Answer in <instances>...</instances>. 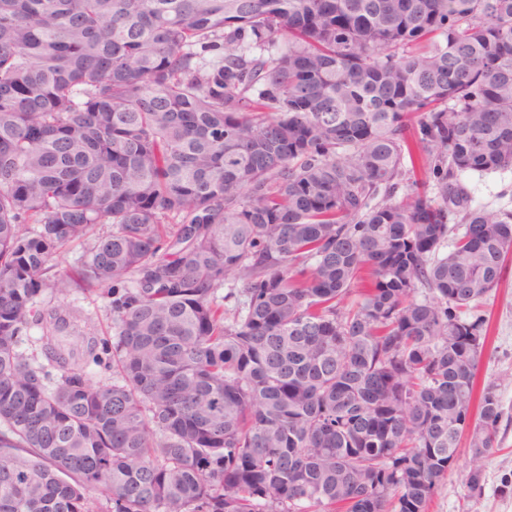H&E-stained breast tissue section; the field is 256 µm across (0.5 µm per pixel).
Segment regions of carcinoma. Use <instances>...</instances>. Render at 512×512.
<instances>
[{"mask_svg": "<svg viewBox=\"0 0 512 512\" xmlns=\"http://www.w3.org/2000/svg\"><path fill=\"white\" fill-rule=\"evenodd\" d=\"M509 169L512 0H0V512H428L465 433L480 488ZM464 181L471 188L477 207L498 211L512 210V171H503L486 175L470 173ZM62 303L86 321V326L83 322L81 325L87 336L103 337L112 333V319L96 294L71 291Z\"/></svg>", "mask_w": 512, "mask_h": 512, "instance_id": "carcinoma-1", "label": "carcinoma"}]
</instances>
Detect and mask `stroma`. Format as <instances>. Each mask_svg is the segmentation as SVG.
Wrapping results in <instances>:
<instances>
[{
	"instance_id": "obj_1",
	"label": "stroma",
	"mask_w": 512,
	"mask_h": 512,
	"mask_svg": "<svg viewBox=\"0 0 512 512\" xmlns=\"http://www.w3.org/2000/svg\"><path fill=\"white\" fill-rule=\"evenodd\" d=\"M476 206L512 210V171L486 175L467 174ZM85 320L89 336L110 333L112 319L96 294L70 292L66 300ZM490 322V335L482 358L479 383H495L504 415L498 427V447L486 462L482 487L466 484L468 447H461L454 467L435 490L429 512H512V260L508 261L498 288L479 305Z\"/></svg>"
}]
</instances>
